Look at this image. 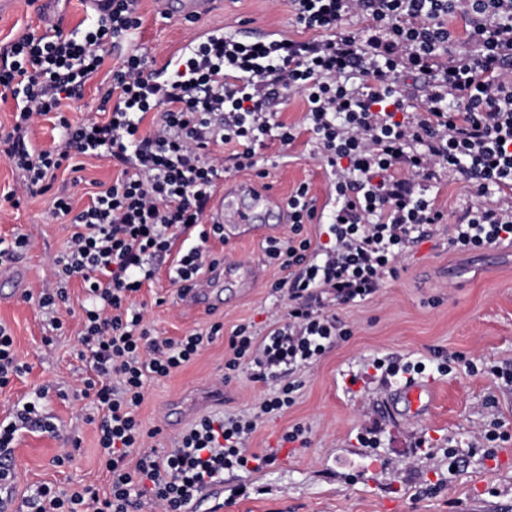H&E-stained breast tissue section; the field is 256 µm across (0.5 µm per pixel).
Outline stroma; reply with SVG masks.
Masks as SVG:
<instances>
[{
  "mask_svg": "<svg viewBox=\"0 0 512 512\" xmlns=\"http://www.w3.org/2000/svg\"><path fill=\"white\" fill-rule=\"evenodd\" d=\"M141 26L132 40L117 45L106 60V70L94 75L80 97L69 101L66 113L75 121L107 120L101 108L110 82L109 68L133 52L163 60L184 47L201 31L232 29L240 25L258 30H284L296 41L313 39L312 31L297 26L289 0H217L208 14L190 20L163 19L156 0H140ZM92 22L84 0H12L0 11V51L29 31L58 26L63 34ZM280 118L301 128L292 146H283L276 134L258 147L264 176L238 168L232 146H224V177L214 194L250 182L285 202L299 185L309 187L320 214H329L335 192L331 177L318 158L306 132V108L301 94L282 104ZM81 173L58 172L50 192H27L26 178L0 157V198L17 192L26 199L20 209L0 208V242L24 236L28 249L14 255L0 278V324L13 338V348L25 371L0 389V420L17 405L36 399L46 417L59 427V436L38 429L22 430L14 442L16 480L8 496V512H29L28 500L44 484L67 490L90 485L103 491L108 475L100 463L94 410L82 397L81 379L89 373L78 357L83 330L79 280L68 286L69 300L57 313L39 307L35 296L56 292L50 272L54 258L65 248L69 225L51 213L56 194L71 196L74 208L91 201L100 184L110 183L120 168L106 156H83ZM225 262L251 273L247 285L224 281V304L211 313L190 309L172 281L175 256L157 264L155 279L133 297L154 335L179 339L193 331L205 332L222 323L223 333L189 364L168 377L149 380L137 410L144 429L156 430L155 448L170 447L175 434L205 414L248 415L270 389L269 384L240 374L224 379V362L231 351L228 336L236 326H251L265 335L288 312L286 298L274 294L272 283L286 279L287 271L270 264L266 240L242 238L232 244L211 240ZM400 273L387 278L370 299L336 307L348 329L316 362L292 375L299 389L288 410L264 416L246 447L254 453L281 448L277 463L259 472H228L222 486L205 490L192 512H512V437L499 443L494 456L470 453L473 433L499 428L512 434V383L490 374V367L512 370V247L492 246L460 253L448 244L443 229L411 246L401 259ZM62 329H54V319ZM52 346H45V338ZM465 355L467 364L453 362ZM421 364L423 379L434 384V398L421 420L395 422L386 417L381 402L395 382L375 370L376 359ZM449 361V371L438 368ZM220 386L224 401L200 403L186 412L180 403L195 389ZM44 399H37L38 391ZM308 431L307 447L281 445L284 432L295 425ZM372 432L376 447L358 441ZM70 436L81 446L71 459L58 463ZM456 449L460 464L449 469L447 449Z\"/></svg>",
  "mask_w": 512,
  "mask_h": 512,
  "instance_id": "1",
  "label": "stroma"
}]
</instances>
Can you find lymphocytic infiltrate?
<instances>
[{"instance_id": "1", "label": "lymphocytic infiltrate", "mask_w": 512, "mask_h": 512, "mask_svg": "<svg viewBox=\"0 0 512 512\" xmlns=\"http://www.w3.org/2000/svg\"><path fill=\"white\" fill-rule=\"evenodd\" d=\"M292 6L316 38L255 45L214 34L160 78L144 54L128 55L112 73L117 102L103 122H71L64 102L102 67L108 47L139 28L138 0H112L108 14L68 36L26 33L0 54V97L21 100L11 129L0 134V156L30 185L45 184L63 168L79 172L75 159L87 153L121 167L80 213L70 198L52 202L55 216L72 218L73 232L51 271L63 285L83 281L81 343L92 373L82 395L101 416L98 446L110 486L101 493L44 484L29 501L32 512H131L144 497L160 512H189L225 472L273 465L276 453L248 452L246 440L260 416L294 404V369L313 364L349 334L328 313L325 293L339 304L363 301L397 274L405 251L443 220L429 194L440 170L470 183L477 197L449 225V246L512 244V78L504 76L512 69V0H292ZM454 11L470 19L468 47L459 52L442 21ZM359 13L372 22L366 35L342 33L343 21ZM413 72L429 77L417 108L402 83ZM287 93L303 96L317 154L330 169L331 239L315 251L303 237L317 210L308 186H299L285 203L291 238L268 240L265 248L269 263L289 273L273 285L288 299L287 320L261 338L238 326L224 363L225 379L246 372L280 385L255 413L201 416L174 436L172 448L158 451L149 444L154 431L136 415L148 379L189 363L221 327L160 339L129 298L153 278L150 258L177 252L175 281L184 288L218 264L208 242L223 238L224 228L204 222L224 176V159L212 147L235 145L238 168L251 169L256 145L271 130L292 145L297 129L277 123L271 108ZM50 114L62 138L52 149L35 148L29 131ZM182 238L187 246L176 249ZM26 428L59 432L35 407L0 421V490L14 482L12 444Z\"/></svg>"}]
</instances>
